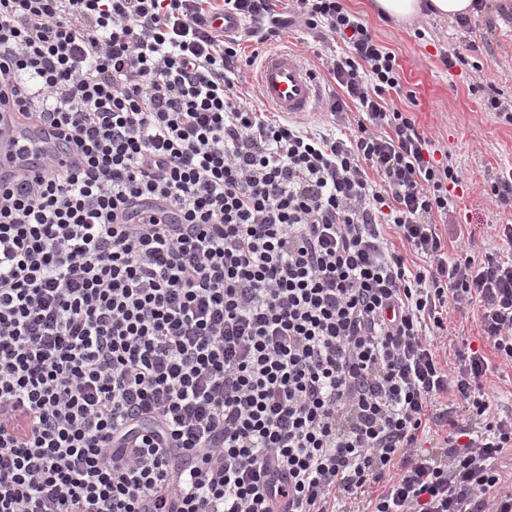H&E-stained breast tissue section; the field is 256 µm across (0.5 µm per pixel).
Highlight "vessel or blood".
Returning <instances> with one entry per match:
<instances>
[{
    "label": "vessel or blood",
    "instance_id": "obj_1",
    "mask_svg": "<svg viewBox=\"0 0 512 512\" xmlns=\"http://www.w3.org/2000/svg\"><path fill=\"white\" fill-rule=\"evenodd\" d=\"M265 106L289 118L315 111L322 88L313 69L293 50L281 48L265 54L255 74ZM69 170L82 158L71 151L57 129L24 120L9 107L0 108V184L9 185L22 172L41 174L46 164Z\"/></svg>",
    "mask_w": 512,
    "mask_h": 512
}]
</instances>
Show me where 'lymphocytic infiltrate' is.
Masks as SVG:
<instances>
[{
	"label": "lymphocytic infiltrate",
	"mask_w": 512,
	"mask_h": 512,
	"mask_svg": "<svg viewBox=\"0 0 512 512\" xmlns=\"http://www.w3.org/2000/svg\"><path fill=\"white\" fill-rule=\"evenodd\" d=\"M295 23L328 128L241 88ZM400 80L345 0H0V105L84 160L0 187V512H512V257L449 252ZM451 322V327H455V330L452 328V331L456 333L457 336L468 337L474 348L479 346L481 330L478 320L473 316L470 310L467 311L466 314L455 312L452 314ZM495 376H492L491 380L494 384V395L495 402L499 406V411L502 413H510L512 411V372L510 369L506 370L504 373H494Z\"/></svg>",
	"instance_id": "f902f5d3"
}]
</instances>
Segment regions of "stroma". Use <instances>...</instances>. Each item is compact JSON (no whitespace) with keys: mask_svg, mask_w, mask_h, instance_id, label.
<instances>
[{"mask_svg":"<svg viewBox=\"0 0 512 512\" xmlns=\"http://www.w3.org/2000/svg\"><path fill=\"white\" fill-rule=\"evenodd\" d=\"M372 0H346L375 38L393 51L400 65L401 91L395 107L413 113L417 124L463 181L451 188L454 223L470 225L476 252L499 246L496 225L512 222V210L497 208L487 195L491 183L512 171V123L490 110L481 93L492 87L512 100V0H487L470 18L486 37L477 55L478 69L445 67L443 50L464 51L467 29L455 18L425 12L397 24L375 13ZM424 38H416L415 30Z\"/></svg>","mask_w":512,"mask_h":512,"instance_id":"35a3bbf8","label":"stroma"}]
</instances>
